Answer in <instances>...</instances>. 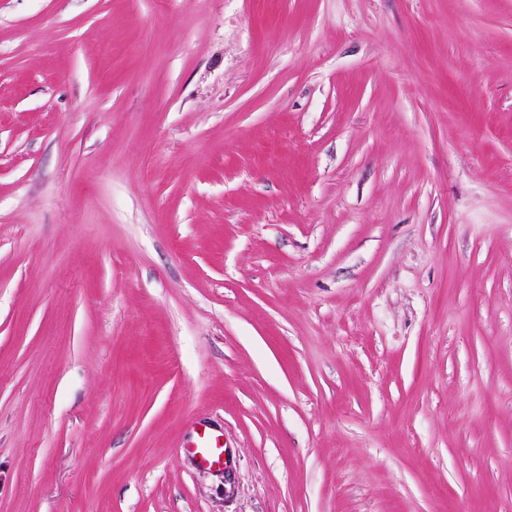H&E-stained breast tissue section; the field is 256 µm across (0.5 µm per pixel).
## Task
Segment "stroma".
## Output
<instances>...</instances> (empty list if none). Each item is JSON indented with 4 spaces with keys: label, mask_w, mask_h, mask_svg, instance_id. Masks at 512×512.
<instances>
[{
    "label": "stroma",
    "mask_w": 512,
    "mask_h": 512,
    "mask_svg": "<svg viewBox=\"0 0 512 512\" xmlns=\"http://www.w3.org/2000/svg\"><path fill=\"white\" fill-rule=\"evenodd\" d=\"M0 512H512V0H0ZM192 452L201 466L214 467L223 464L224 448L218 438L208 432L197 435Z\"/></svg>",
    "instance_id": "stroma-1"
}]
</instances>
